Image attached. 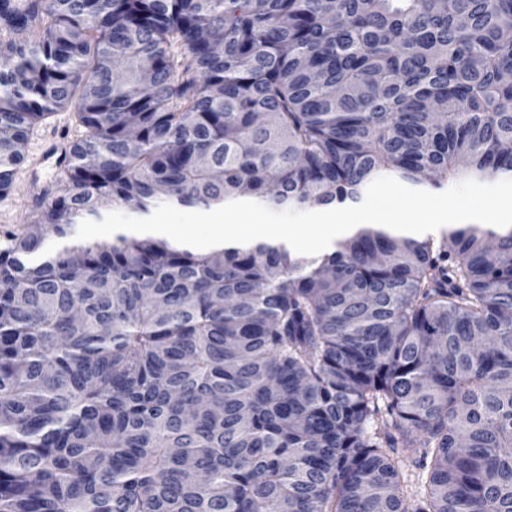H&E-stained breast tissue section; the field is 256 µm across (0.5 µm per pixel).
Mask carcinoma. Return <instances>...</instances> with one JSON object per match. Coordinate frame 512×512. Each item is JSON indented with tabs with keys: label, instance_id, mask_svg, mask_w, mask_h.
Instances as JSON below:
<instances>
[{
	"label": "carcinoma",
	"instance_id": "carcinoma-1",
	"mask_svg": "<svg viewBox=\"0 0 512 512\" xmlns=\"http://www.w3.org/2000/svg\"><path fill=\"white\" fill-rule=\"evenodd\" d=\"M512 0H0V512H512V229L317 257L77 240L103 200L274 210L512 180ZM83 128L75 122L70 108L59 110L39 123L27 146V161L18 173L12 188L0 196V233L17 230L28 224L32 215V202L48 186H59L64 178L55 161L36 164L43 140L54 135L63 146L70 145L82 135Z\"/></svg>",
	"mask_w": 512,
	"mask_h": 512
}]
</instances>
